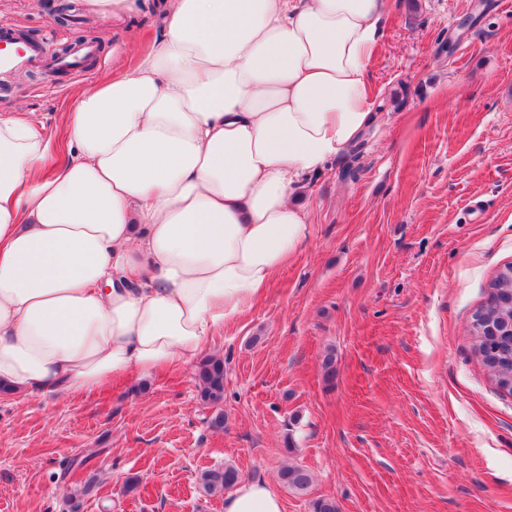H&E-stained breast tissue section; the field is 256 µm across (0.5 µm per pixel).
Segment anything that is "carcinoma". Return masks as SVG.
<instances>
[{"instance_id":"carcinoma-1","label":"carcinoma","mask_w":512,"mask_h":512,"mask_svg":"<svg viewBox=\"0 0 512 512\" xmlns=\"http://www.w3.org/2000/svg\"><path fill=\"white\" fill-rule=\"evenodd\" d=\"M488 299L473 315L469 336L471 349L498 387L512 384V267H505L488 285ZM198 396L211 410L207 418L213 429L224 427V360L211 356L197 368ZM242 479L239 470L226 465L202 472L197 485L200 493L212 496L235 486ZM284 487L303 495L313 483L312 473L300 465H286L279 472Z\"/></svg>"}]
</instances>
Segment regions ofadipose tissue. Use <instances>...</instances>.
Returning a JSON list of instances; mask_svg holds the SVG:
<instances>
[{
	"label": "adipose tissue",
	"mask_w": 512,
	"mask_h": 512,
	"mask_svg": "<svg viewBox=\"0 0 512 512\" xmlns=\"http://www.w3.org/2000/svg\"><path fill=\"white\" fill-rule=\"evenodd\" d=\"M135 65L83 88L78 159L0 117V387L76 396L200 355L307 233L298 190L373 123L386 0H164ZM224 512H284L263 480Z\"/></svg>",
	"instance_id": "ef3b65f1"
}]
</instances>
